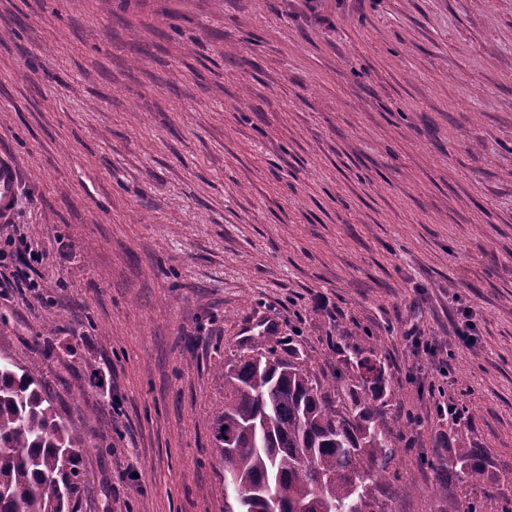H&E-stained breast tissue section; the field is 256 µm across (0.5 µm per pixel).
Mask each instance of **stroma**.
<instances>
[{
    "label": "stroma",
    "mask_w": 512,
    "mask_h": 512,
    "mask_svg": "<svg viewBox=\"0 0 512 512\" xmlns=\"http://www.w3.org/2000/svg\"><path fill=\"white\" fill-rule=\"evenodd\" d=\"M0 157V357L79 512H224L218 367L369 336L422 422L381 500L446 512L456 427L512 512V0H0ZM16 174L11 164L0 159V223L6 224L12 210Z\"/></svg>",
    "instance_id": "1"
}]
</instances>
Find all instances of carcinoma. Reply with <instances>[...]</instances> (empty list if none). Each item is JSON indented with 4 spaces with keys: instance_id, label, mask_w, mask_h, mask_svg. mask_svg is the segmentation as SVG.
<instances>
[{
    "instance_id": "obj_1",
    "label": "carcinoma",
    "mask_w": 512,
    "mask_h": 512,
    "mask_svg": "<svg viewBox=\"0 0 512 512\" xmlns=\"http://www.w3.org/2000/svg\"><path fill=\"white\" fill-rule=\"evenodd\" d=\"M376 342L367 337L344 356L356 375L320 383L298 357L257 349L224 362V407L213 418L217 454L232 479L225 512H387L377 496L393 470L400 439L420 425L409 414L387 419L377 404L384 364L363 367ZM456 448L436 466L441 479L481 481L482 449L456 431ZM87 444L56 414L35 369L0 363V512H77L89 474ZM448 512H504L492 499L448 502Z\"/></svg>"
}]
</instances>
